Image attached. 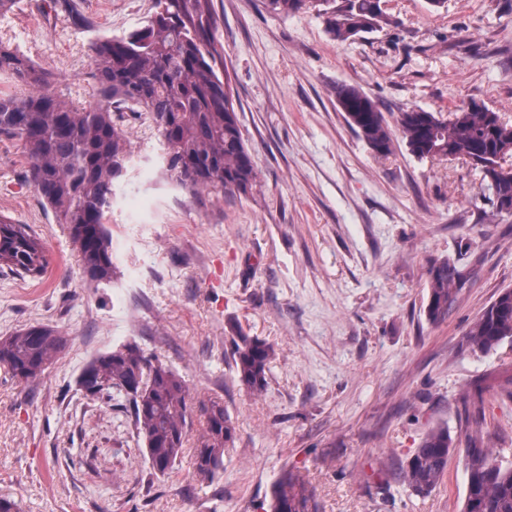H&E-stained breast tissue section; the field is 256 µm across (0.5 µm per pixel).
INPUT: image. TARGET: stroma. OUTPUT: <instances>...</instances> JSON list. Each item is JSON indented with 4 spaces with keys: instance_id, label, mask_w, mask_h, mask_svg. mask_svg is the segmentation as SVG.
I'll return each instance as SVG.
<instances>
[{
    "instance_id": "35a3bbf8",
    "label": "stroma",
    "mask_w": 512,
    "mask_h": 512,
    "mask_svg": "<svg viewBox=\"0 0 512 512\" xmlns=\"http://www.w3.org/2000/svg\"><path fill=\"white\" fill-rule=\"evenodd\" d=\"M386 21L336 41L325 14L269 13L213 0L216 37L257 180L241 196L182 189L146 116L128 115L131 163L107 214L115 275L90 285L65 225L0 141V214L45 242L43 280L0 273V336L48 324L66 349L25 385L0 367V496L24 512H266L272 484L302 476L315 512H459L463 454L428 497L397 468L429 428L479 425L512 461V348L460 352L469 324L512 288V216L461 160H419L395 137L381 158L336 106L359 86L388 123L471 100L512 121V0H381ZM152 0H74L75 27L47 0L0 14V41L54 73L53 91L91 100L87 43L143 25ZM466 282L445 320L425 316L443 259ZM273 345L254 394L233 368L235 332ZM182 376L192 400L221 399L236 424L224 472L205 486L183 456L151 474L128 403L77 385L97 355L128 341Z\"/></svg>"
}]
</instances>
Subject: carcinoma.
<instances>
[{"label": "carcinoma", "instance_id": "obj_1", "mask_svg": "<svg viewBox=\"0 0 512 512\" xmlns=\"http://www.w3.org/2000/svg\"><path fill=\"white\" fill-rule=\"evenodd\" d=\"M264 0L274 14L298 11L308 3L335 12L330 25L344 42L375 27L374 0ZM212 0H153L142 28L121 36L100 35L87 47L94 102L74 103L50 93L52 74L0 41V78L22 91L0 93V139L20 143L28 160L26 179L66 226L87 282L109 284L114 276L112 235L106 213L112 187L128 169V137L123 113L144 112L165 151L164 172L193 191L245 195L257 173L241 133L233 95L224 78V55L215 31ZM336 105L349 127L378 156L392 152V129L376 102L356 85H336ZM398 127L409 151L421 160H462L479 170L492 205L512 216V123L487 107L464 112L457 106L445 117L411 108L399 113ZM50 266L45 243L25 225L0 215V272L8 269L33 280ZM464 274L444 259L429 272L426 316L438 322L461 291ZM68 337L48 325L21 328L0 338V365L12 378L39 380L65 349ZM238 381L253 393L267 384L275 355L256 337L232 338ZM512 346V288L495 300L466 330L461 348L484 357ZM88 397L116 392L130 401L142 435L145 457L154 473L172 472L185 451L193 419L199 430L193 448L197 477L212 483L224 471V451L236 427L224 404L198 402L178 372L135 342L124 343L90 360L78 377ZM467 446L482 448L475 475L466 480L460 512H512V463L498 459L481 429L465 431ZM448 425L430 428L400 464L397 478L418 496L440 484L448 456L456 450ZM311 492L299 476L285 473L273 484L270 512H310Z\"/></svg>", "mask_w": 512, "mask_h": 512}]
</instances>
